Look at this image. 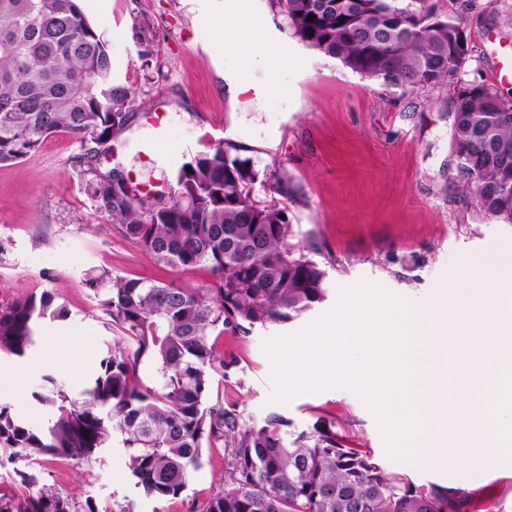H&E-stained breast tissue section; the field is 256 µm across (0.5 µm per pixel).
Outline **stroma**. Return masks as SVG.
<instances>
[{
  "label": "stroma",
  "mask_w": 512,
  "mask_h": 512,
  "mask_svg": "<svg viewBox=\"0 0 512 512\" xmlns=\"http://www.w3.org/2000/svg\"><path fill=\"white\" fill-rule=\"evenodd\" d=\"M441 16L471 34L462 80L491 82L494 53L512 52V26L502 13L512 0H436ZM107 41L117 79L135 90L137 117L115 144L113 165L139 185L168 192L194 154L228 140L257 169L287 170L295 187L287 205L293 242L314 244L312 260L328 273L327 296L289 321L257 327L242 339L214 334L226 369L211 371L209 403H237L245 418L276 413L294 436L318 418L336 423L350 448L370 452L390 473L415 486L439 485L470 495V512H512V458L486 468L461 460L450 466L389 458L373 415L351 391L327 389L270 402L271 362L265 339L294 333L336 303L337 288L365 278L412 301L452 288L460 263L490 266L512 284V225L480 211L451 161L452 114L443 89L403 91L361 77L340 61L305 46L272 0H79ZM243 14V47L226 50L224 17ZM262 38L269 59L245 45ZM67 133L50 137L23 162L0 166V304L50 290L69 318L41 325L36 345L19 358L0 351V402L32 425L47 410L33 395L43 374L79 394L98 369L111 331L82 284L106 268L128 278L198 287L204 270L177 272L128 242L117 225L98 217L73 158ZM39 483L71 497L78 512H193L224 489V452L205 453L184 494L155 501L134 485L123 449L80 462L44 457L33 467Z\"/></svg>",
  "instance_id": "1"
}]
</instances>
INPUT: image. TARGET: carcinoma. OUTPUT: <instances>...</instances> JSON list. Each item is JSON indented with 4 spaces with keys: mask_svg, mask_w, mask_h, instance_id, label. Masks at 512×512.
I'll use <instances>...</instances> for the list:
<instances>
[{
    "mask_svg": "<svg viewBox=\"0 0 512 512\" xmlns=\"http://www.w3.org/2000/svg\"><path fill=\"white\" fill-rule=\"evenodd\" d=\"M274 3L299 41L367 79L403 90L446 87L457 176L481 211L512 224V102L491 84L460 78L465 27L441 18L434 0ZM136 103L77 0H0V164L24 160L56 132L72 135L95 213L158 264L209 276L191 287L86 273L83 285L116 332L103 342L100 371L77 397L43 375L34 398L51 414L39 427L0 403V466L80 461L118 443L140 493L167 501L203 466L204 448H222L228 488L197 512H468L469 494L420 489L385 471L341 443L333 421L288 441L277 413L255 424L234 403L206 404L208 370L235 363L216 354L211 333L220 327L241 338L311 310L325 299L327 273L289 243L288 206L252 196L260 182L289 198L288 173L258 170L231 141L185 162L166 197L137 196L117 168L100 172ZM68 315L48 289L0 305V351L25 356L43 322ZM0 512L78 510L45 484L34 496L0 495Z\"/></svg>",
    "mask_w": 512,
    "mask_h": 512,
    "instance_id": "1",
    "label": "carcinoma"
}]
</instances>
